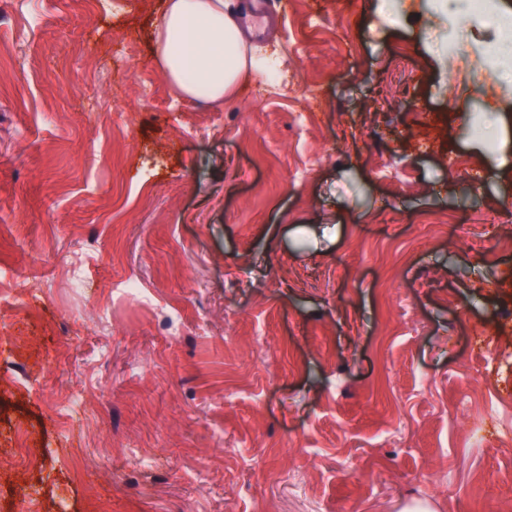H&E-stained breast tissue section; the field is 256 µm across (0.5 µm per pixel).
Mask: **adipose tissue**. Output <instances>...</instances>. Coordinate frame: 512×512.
I'll return each instance as SVG.
<instances>
[{
    "label": "adipose tissue",
    "mask_w": 512,
    "mask_h": 512,
    "mask_svg": "<svg viewBox=\"0 0 512 512\" xmlns=\"http://www.w3.org/2000/svg\"><path fill=\"white\" fill-rule=\"evenodd\" d=\"M155 45L159 70L188 100L224 102L252 75L275 67L245 41L240 17L225 0H164Z\"/></svg>",
    "instance_id": "obj_1"
}]
</instances>
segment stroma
<instances>
[{
	"label": "stroma",
	"mask_w": 512,
	"mask_h": 512,
	"mask_svg": "<svg viewBox=\"0 0 512 512\" xmlns=\"http://www.w3.org/2000/svg\"><path fill=\"white\" fill-rule=\"evenodd\" d=\"M262 2L209 104L159 0H0V512H512V0Z\"/></svg>",
	"instance_id": "1"
}]
</instances>
